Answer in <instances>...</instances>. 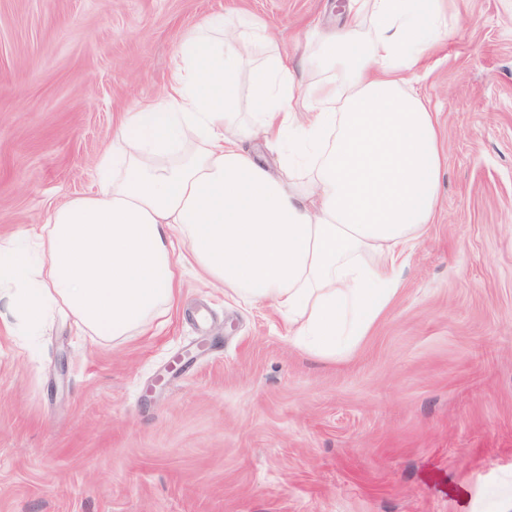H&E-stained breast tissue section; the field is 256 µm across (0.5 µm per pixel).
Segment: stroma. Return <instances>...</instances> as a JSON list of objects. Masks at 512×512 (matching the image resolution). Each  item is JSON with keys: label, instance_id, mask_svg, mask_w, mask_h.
Masks as SVG:
<instances>
[{"label": "stroma", "instance_id": "obj_1", "mask_svg": "<svg viewBox=\"0 0 512 512\" xmlns=\"http://www.w3.org/2000/svg\"><path fill=\"white\" fill-rule=\"evenodd\" d=\"M345 0H0V234L89 191L123 113L202 18L246 9L302 52ZM421 71L445 159L400 290L344 358L179 268L118 342L0 334V512H474L512 483V0H450Z\"/></svg>", "mask_w": 512, "mask_h": 512}]
</instances>
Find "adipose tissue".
I'll return each mask as SVG.
<instances>
[{
    "label": "adipose tissue",
    "instance_id": "1",
    "mask_svg": "<svg viewBox=\"0 0 512 512\" xmlns=\"http://www.w3.org/2000/svg\"><path fill=\"white\" fill-rule=\"evenodd\" d=\"M451 30L444 0H350L346 23L293 58L249 13L203 20L163 97L127 114L94 189L0 237L1 326L30 336L64 316L104 341L144 331L171 310L185 257L271 306L296 345L347 355L434 216L440 130L411 82ZM257 137L291 139L279 173L243 149Z\"/></svg>",
    "mask_w": 512,
    "mask_h": 512
}]
</instances>
